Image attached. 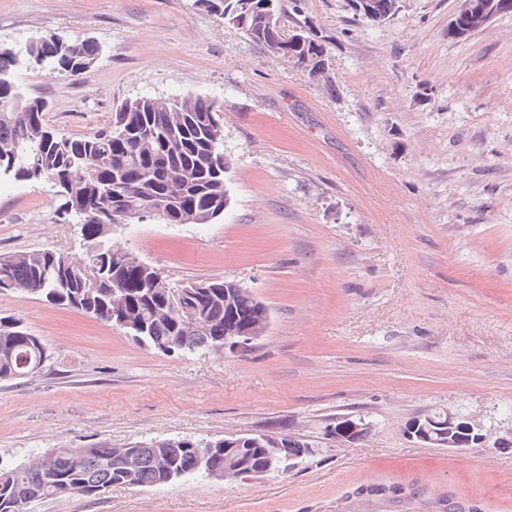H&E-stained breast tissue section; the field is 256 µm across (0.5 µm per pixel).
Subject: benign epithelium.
Wrapping results in <instances>:
<instances>
[{"label":"benign epithelium","instance_id":"benign-epithelium-1","mask_svg":"<svg viewBox=\"0 0 512 512\" xmlns=\"http://www.w3.org/2000/svg\"><path fill=\"white\" fill-rule=\"evenodd\" d=\"M355 7L374 22H378L384 17L382 11L377 7V0H355ZM471 7V0H458L455 15L469 17L471 24L478 29L487 28L498 16L502 15V12L498 10H482L474 13L471 11ZM268 323L269 316L265 313L252 328L243 331L235 328L227 329L224 332V353L242 354L249 350L266 331ZM445 414L446 417L441 422L436 421L428 414L415 417L407 422L403 433L421 443L432 444L434 443L433 427L437 426L441 429L440 439L448 441L450 448L466 449L492 446L498 449L512 447V427L491 434L449 409L445 411ZM369 431L370 425L363 419L339 416L326 429V435L336 445L345 446L363 439ZM273 438L275 439L279 471L285 475L300 466L298 459L305 455H316L312 444L303 436H296L290 432L286 435L275 434ZM243 443L244 439L238 438L234 434L224 437V452L228 453V468L224 469V476L228 477L241 469L239 456L234 454V451L239 449Z\"/></svg>","mask_w":512,"mask_h":512}]
</instances>
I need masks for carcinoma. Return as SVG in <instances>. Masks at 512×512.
<instances>
[{
  "mask_svg": "<svg viewBox=\"0 0 512 512\" xmlns=\"http://www.w3.org/2000/svg\"><path fill=\"white\" fill-rule=\"evenodd\" d=\"M240 0H216L224 21L254 43L273 49L269 0L242 15ZM291 50L298 59L319 56L324 45L308 28L295 25ZM57 34L49 33L23 47L0 45V179L31 181L37 165L40 179L61 193L64 219L77 220L86 245L88 265L77 266L51 251L0 255V290H16L50 304L82 311L112 322L120 307L127 325L121 330L157 350L173 340L175 352L199 349L224 353V326L246 328L262 302L247 288L224 304V281L212 279L171 287L155 267L136 253L111 243L116 230L127 224L131 210L143 220L158 223L151 212L166 216V224H216L224 218L229 196L226 174L231 156L224 152V126L211 119L215 102L186 95L169 102L138 98L123 103L109 123L81 137L57 135L44 120L48 103L23 94L14 73L25 65H41L66 76L90 68L101 52L91 38L69 40L66 57L55 56ZM96 269L87 284V267ZM35 335L18 320L0 318V380L11 381L36 373ZM131 460L106 442L74 448H52L37 461L0 462V512L13 505L51 497L99 496L114 487H155L189 477L212 478L224 473V440L161 438L128 448ZM243 477L276 476L264 449L246 451ZM396 487L370 485L358 495L385 499Z\"/></svg>",
  "mask_w": 512,
  "mask_h": 512,
  "instance_id": "1",
  "label": "carcinoma"
}]
</instances>
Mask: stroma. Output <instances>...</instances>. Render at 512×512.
<instances>
[{
    "instance_id": "obj_1",
    "label": "stroma",
    "mask_w": 512,
    "mask_h": 512,
    "mask_svg": "<svg viewBox=\"0 0 512 512\" xmlns=\"http://www.w3.org/2000/svg\"><path fill=\"white\" fill-rule=\"evenodd\" d=\"M457 0H399L389 20L349 0H301L328 42L335 90L292 68L195 0H0V42L89 37L76 76L22 68L66 137L121 103L201 95L222 105L231 202L216 224L134 223L115 242L170 285L249 288L269 325L242 355H165L86 314L0 291V317L51 351L0 381V459L95 442L218 439L281 423L317 448L285 476L191 477L62 496L28 512H512V448L448 450L406 437L442 408L512 426V14L468 39ZM47 181H0V255L48 250L79 263L80 227ZM362 417L339 447L325 427ZM408 493L380 501L362 484ZM370 431V425L363 419H354L352 416L336 417L332 425L326 429L328 439L333 440L336 446H345L363 439Z\"/></svg>"
}]
</instances>
